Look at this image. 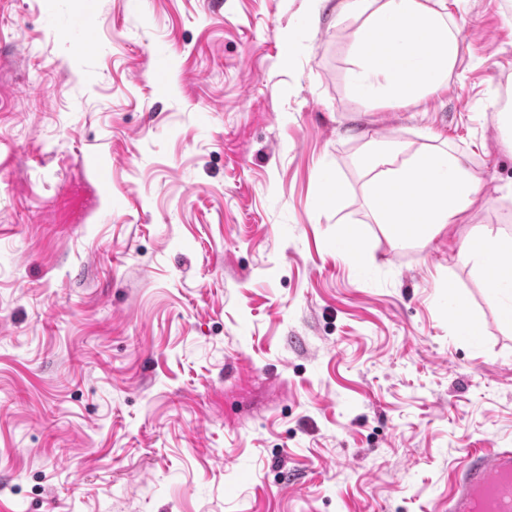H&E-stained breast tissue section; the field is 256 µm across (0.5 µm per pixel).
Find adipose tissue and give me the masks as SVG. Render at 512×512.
I'll list each match as a JSON object with an SVG mask.
<instances>
[{
    "label": "adipose tissue",
    "mask_w": 512,
    "mask_h": 512,
    "mask_svg": "<svg viewBox=\"0 0 512 512\" xmlns=\"http://www.w3.org/2000/svg\"><path fill=\"white\" fill-rule=\"evenodd\" d=\"M363 17L355 35L359 62L353 89L365 99L412 98L442 84L458 52L447 22V0H348ZM383 31L373 40L374 31ZM395 140L370 141L360 161L370 175V195L393 244L434 238L471 209L481 189L463 159L447 151L406 156ZM457 257L477 265L484 283L500 294L499 318L512 328V239L487 225L471 227Z\"/></svg>",
    "instance_id": "ef3b65f1"
}]
</instances>
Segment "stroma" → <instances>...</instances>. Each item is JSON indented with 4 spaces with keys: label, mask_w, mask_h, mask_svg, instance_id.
Here are the masks:
<instances>
[{
    "label": "stroma",
    "mask_w": 512,
    "mask_h": 512,
    "mask_svg": "<svg viewBox=\"0 0 512 512\" xmlns=\"http://www.w3.org/2000/svg\"><path fill=\"white\" fill-rule=\"evenodd\" d=\"M447 4L444 82L368 101L342 0H0V512H448L512 448V329L456 257L512 237V0ZM377 136L465 157L466 223L393 245Z\"/></svg>",
    "instance_id": "stroma-1"
}]
</instances>
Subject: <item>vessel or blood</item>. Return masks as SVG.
I'll return each instance as SVG.
<instances>
[{"instance_id": "vessel-or-blood-1", "label": "vessel or blood", "mask_w": 512, "mask_h": 512, "mask_svg": "<svg viewBox=\"0 0 512 512\" xmlns=\"http://www.w3.org/2000/svg\"><path fill=\"white\" fill-rule=\"evenodd\" d=\"M471 458L453 482L448 512H512V449L476 448Z\"/></svg>"}]
</instances>
